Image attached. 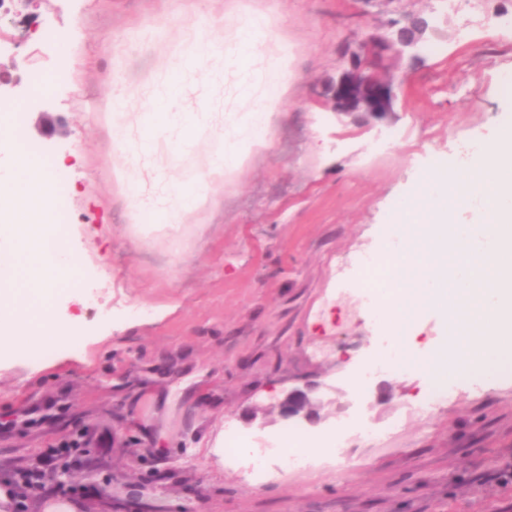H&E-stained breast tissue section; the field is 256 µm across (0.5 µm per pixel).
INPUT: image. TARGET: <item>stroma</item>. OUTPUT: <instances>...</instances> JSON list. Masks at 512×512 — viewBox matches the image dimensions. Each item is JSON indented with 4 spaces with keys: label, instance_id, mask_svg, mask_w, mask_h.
<instances>
[{
    "label": "stroma",
    "instance_id": "obj_1",
    "mask_svg": "<svg viewBox=\"0 0 512 512\" xmlns=\"http://www.w3.org/2000/svg\"><path fill=\"white\" fill-rule=\"evenodd\" d=\"M0 17L21 41L0 55V90L25 103L24 137L50 151L69 213L77 282L56 288L48 315L65 333L48 354L0 359V474L38 461L68 463L71 485L51 487L74 512H512L501 471L512 459V373L447 387L417 410L428 382L414 367L363 387L383 328L352 285L360 253L385 255L396 200L448 164L464 178L457 144L492 137L512 110V0H398L431 25L420 51L394 68L402 81L390 115L332 112L323 85L340 47L384 27L389 15L361 0H252L278 26L261 33L290 60L289 89L268 126L254 130L249 163L214 185L184 224H162L177 132L139 150L138 113L168 85L175 111L207 114L213 128L239 111L235 46L226 22L237 0H39ZM61 34L43 50L41 27ZM201 32L213 47L188 72L171 48ZM62 70L42 105H27L23 76ZM67 169L57 172V159ZM131 178L119 183L117 168ZM146 204L132 218L130 199ZM312 387L314 421L280 416L294 388ZM382 428L380 441L348 435L344 448L302 471L256 481L216 452L228 430L265 447L295 427L331 437L344 421ZM87 452H75V442Z\"/></svg>",
    "mask_w": 512,
    "mask_h": 512
}]
</instances>
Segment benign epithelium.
<instances>
[{
    "label": "benign epithelium",
    "mask_w": 512,
    "mask_h": 512,
    "mask_svg": "<svg viewBox=\"0 0 512 512\" xmlns=\"http://www.w3.org/2000/svg\"><path fill=\"white\" fill-rule=\"evenodd\" d=\"M429 29L425 18L405 15L390 22L388 33L360 41L348 67L327 87L333 111L371 116L392 111L397 93L394 80L388 75L389 64L417 48ZM279 409L284 418L313 420L316 408L311 390L289 391Z\"/></svg>",
    "instance_id": "benign-epithelium-1"
}]
</instances>
